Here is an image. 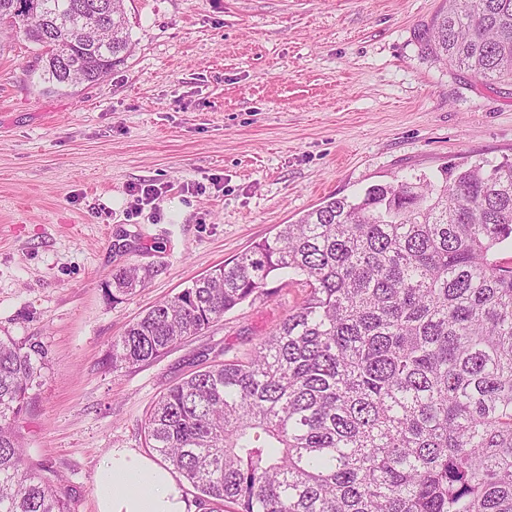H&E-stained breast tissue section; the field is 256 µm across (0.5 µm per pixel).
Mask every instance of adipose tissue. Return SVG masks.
Segmentation results:
<instances>
[{
    "label": "adipose tissue",
    "mask_w": 512,
    "mask_h": 512,
    "mask_svg": "<svg viewBox=\"0 0 512 512\" xmlns=\"http://www.w3.org/2000/svg\"><path fill=\"white\" fill-rule=\"evenodd\" d=\"M92 492L98 512H187L185 486L171 467L128 448L99 459Z\"/></svg>",
    "instance_id": "adipose-tissue-1"
}]
</instances>
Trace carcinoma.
Wrapping results in <instances>:
<instances>
[{"label": "carcinoma", "instance_id": "1", "mask_svg": "<svg viewBox=\"0 0 512 512\" xmlns=\"http://www.w3.org/2000/svg\"><path fill=\"white\" fill-rule=\"evenodd\" d=\"M93 49L37 16L42 91L97 84L132 47L124 0ZM425 54L512 81V0H445ZM80 67L75 83L56 55ZM512 160L331 198L152 306L112 367L152 362L269 282L307 288L251 350L198 371L147 415V446L221 512H512ZM147 274H112V299ZM47 349L0 336V512H73L15 424Z\"/></svg>", "mask_w": 512, "mask_h": 512}]
</instances>
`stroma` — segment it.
I'll return each instance as SVG.
<instances>
[{"label": "stroma", "instance_id": "obj_1", "mask_svg": "<svg viewBox=\"0 0 512 512\" xmlns=\"http://www.w3.org/2000/svg\"><path fill=\"white\" fill-rule=\"evenodd\" d=\"M442 5L126 0L130 56L71 94L43 93L32 44L0 28V335L48 351L16 428L75 512H96L109 449L147 453L145 419L169 387L250 349L306 289L254 294L116 371L129 323L330 196L512 158V84L422 52ZM128 266L150 275L113 300Z\"/></svg>", "mask_w": 512, "mask_h": 512}]
</instances>
